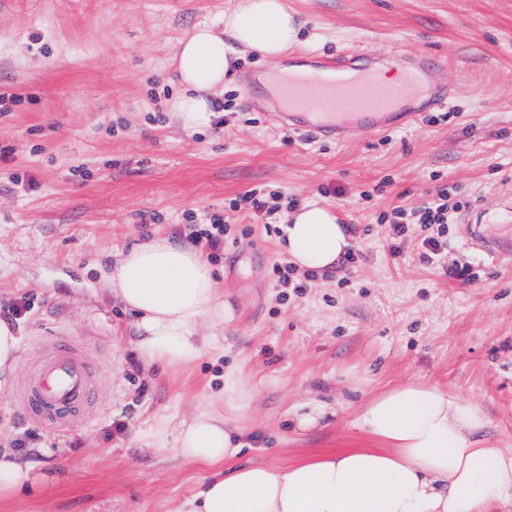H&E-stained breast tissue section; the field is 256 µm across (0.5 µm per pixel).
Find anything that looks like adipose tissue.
Masks as SVG:
<instances>
[{
  "instance_id": "1",
  "label": "adipose tissue",
  "mask_w": 512,
  "mask_h": 512,
  "mask_svg": "<svg viewBox=\"0 0 512 512\" xmlns=\"http://www.w3.org/2000/svg\"><path fill=\"white\" fill-rule=\"evenodd\" d=\"M298 24L285 0H238L223 31L196 26L173 51L180 84L168 103L174 123L186 132L210 126V95L223 86L238 51L277 60L295 42ZM278 242L305 271L334 268L350 248L335 214L315 203L285 218ZM102 282L134 314L132 345L146 366L184 371L223 352L234 310L198 247L168 234L148 238L124 250ZM224 396V409L205 407L176 423L161 419L148 435L152 447L216 469L174 512H493L512 501V453L487 445L478 404L440 386L388 387L355 419L370 447L285 467L242 461L246 443L236 417L254 393L231 372Z\"/></svg>"
}]
</instances>
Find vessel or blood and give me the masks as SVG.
I'll return each instance as SVG.
<instances>
[{
	"label": "vessel or blood",
	"instance_id": "b4317fda",
	"mask_svg": "<svg viewBox=\"0 0 512 512\" xmlns=\"http://www.w3.org/2000/svg\"><path fill=\"white\" fill-rule=\"evenodd\" d=\"M403 72L400 85H384L377 71L356 70L343 63L320 60L305 78H283L280 96L283 127L308 130L317 138L341 140L352 127L385 130L394 127L396 106L410 97L428 95L431 73L437 60L397 59ZM473 245L497 261L512 260V226L486 233L466 228ZM95 395V377L81 354L66 337H56L50 354L37 361L30 370L19 399L36 422L64 428L82 419L84 407Z\"/></svg>",
	"mask_w": 512,
	"mask_h": 512
}]
</instances>
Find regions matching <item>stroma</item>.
Masks as SVG:
<instances>
[{
	"label": "stroma",
	"instance_id": "1",
	"mask_svg": "<svg viewBox=\"0 0 512 512\" xmlns=\"http://www.w3.org/2000/svg\"><path fill=\"white\" fill-rule=\"evenodd\" d=\"M236 0H10L0 9V319L18 318L19 358L0 385V448L40 465L0 512H173L211 468L150 448L164 416L216 402L227 370L255 393L237 425L246 458L285 466L367 446L358 408L387 384L437 383L479 404L489 445L512 451V263L495 262L463 226L512 201V0H287L301 20L287 63L349 55L366 64L432 56L443 108L382 135L341 143L281 129L262 98L268 64L248 54L216 93L218 122L187 135L168 102L173 46ZM449 193L448 248L424 262L428 230L410 226L393 261L392 211ZM265 193L276 216L315 201L351 230L352 261L295 289L264 218L230 208ZM222 218L213 271L234 308L224 354L193 371L142 366L133 316L100 287L132 242ZM471 269L472 282L449 277ZM70 336L97 380L87 416L64 433L16 399L28 369ZM327 408L300 428L293 405Z\"/></svg>",
	"mask_w": 512,
	"mask_h": 512
}]
</instances>
